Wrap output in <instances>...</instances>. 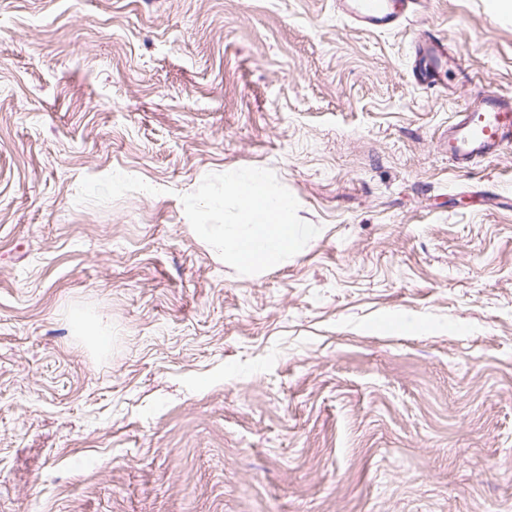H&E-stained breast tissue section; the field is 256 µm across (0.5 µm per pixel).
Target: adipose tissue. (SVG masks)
Instances as JSON below:
<instances>
[{
    "label": "adipose tissue",
    "instance_id": "adipose-tissue-1",
    "mask_svg": "<svg viewBox=\"0 0 512 512\" xmlns=\"http://www.w3.org/2000/svg\"><path fill=\"white\" fill-rule=\"evenodd\" d=\"M238 218L230 224H199L198 236L226 263L249 276L287 262L300 245L316 234L314 227L288 221L287 197L276 192L267 176L246 168L224 186Z\"/></svg>",
    "mask_w": 512,
    "mask_h": 512
}]
</instances>
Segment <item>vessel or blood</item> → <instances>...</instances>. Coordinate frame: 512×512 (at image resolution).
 I'll list each match as a JSON object with an SVG mask.
<instances>
[{"instance_id":"obj_1","label":"vessel or blood","mask_w":512,"mask_h":512,"mask_svg":"<svg viewBox=\"0 0 512 512\" xmlns=\"http://www.w3.org/2000/svg\"><path fill=\"white\" fill-rule=\"evenodd\" d=\"M419 0H336L337 13L369 31H388L407 22ZM413 74L418 83L442 84L448 69L460 66L445 39L417 32ZM512 144V94L486 90L456 114L443 138L449 162L459 170L494 158Z\"/></svg>"}]
</instances>
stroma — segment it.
I'll return each mask as SVG.
<instances>
[{
	"label": "stroma",
	"instance_id": "35a3bbf8",
	"mask_svg": "<svg viewBox=\"0 0 512 512\" xmlns=\"http://www.w3.org/2000/svg\"><path fill=\"white\" fill-rule=\"evenodd\" d=\"M489 88L490 0H0V512H512V147L438 148ZM243 168L320 230L255 277L191 205ZM419 0H336L337 13L369 31L395 29L410 18ZM414 45L413 74L420 84L441 86L442 77L447 69L459 67L461 64V59L450 51L448 43L441 37L431 36L426 31H418Z\"/></svg>",
	"mask_w": 512,
	"mask_h": 512
}]
</instances>
